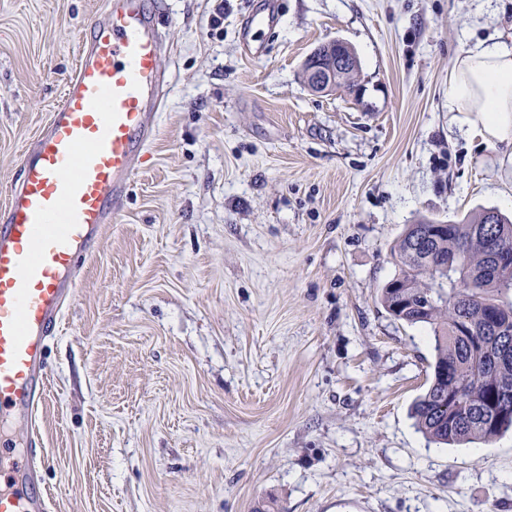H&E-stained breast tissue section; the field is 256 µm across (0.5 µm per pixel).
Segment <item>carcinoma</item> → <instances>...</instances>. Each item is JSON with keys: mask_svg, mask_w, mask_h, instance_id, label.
I'll use <instances>...</instances> for the list:
<instances>
[{"mask_svg": "<svg viewBox=\"0 0 512 512\" xmlns=\"http://www.w3.org/2000/svg\"><path fill=\"white\" fill-rule=\"evenodd\" d=\"M360 69L352 56L338 91H352ZM512 252V219L485 210L455 223L407 225L393 248L398 267L380 302L397 321L430 329L432 377L412 406L426 438L440 445L490 443L512 430V261L498 262L493 247ZM454 413L448 423V413Z\"/></svg>", "mask_w": 512, "mask_h": 512, "instance_id": "obj_1", "label": "carcinoma"}]
</instances>
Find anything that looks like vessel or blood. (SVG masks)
Returning a JSON list of instances; mask_svg holds the SVG:
<instances>
[{
    "mask_svg": "<svg viewBox=\"0 0 512 512\" xmlns=\"http://www.w3.org/2000/svg\"><path fill=\"white\" fill-rule=\"evenodd\" d=\"M162 0H107L75 72L0 208V414L32 424L46 397L45 341L74 271L94 255L158 134L166 77ZM28 458L12 461L0 512H46Z\"/></svg>",
    "mask_w": 512,
    "mask_h": 512,
    "instance_id": "b4317fda",
    "label": "vessel or blood"
}]
</instances>
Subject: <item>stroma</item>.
<instances>
[{"mask_svg":"<svg viewBox=\"0 0 512 512\" xmlns=\"http://www.w3.org/2000/svg\"><path fill=\"white\" fill-rule=\"evenodd\" d=\"M165 0L160 130L47 341L50 512H512V433L427 442L426 329L379 301L407 225L512 216V161L448 115L512 0ZM104 0H0V208ZM219 26H212L213 17ZM347 42L359 95L302 65ZM278 22V14L275 12L273 5H269L265 10L252 14L248 17V32L254 34H263L273 29Z\"/></svg>","mask_w":512,"mask_h":512,"instance_id":"35a3bbf8","label":"stroma"}]
</instances>
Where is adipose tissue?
Returning <instances> with one entry per match:
<instances>
[{
  "label": "adipose tissue",
  "mask_w": 512,
  "mask_h": 512,
  "mask_svg": "<svg viewBox=\"0 0 512 512\" xmlns=\"http://www.w3.org/2000/svg\"><path fill=\"white\" fill-rule=\"evenodd\" d=\"M448 112L486 147L512 151V34L457 56L448 75Z\"/></svg>",
  "instance_id": "1"
}]
</instances>
